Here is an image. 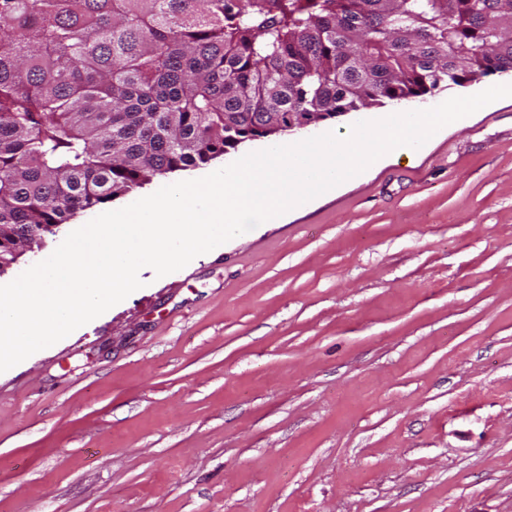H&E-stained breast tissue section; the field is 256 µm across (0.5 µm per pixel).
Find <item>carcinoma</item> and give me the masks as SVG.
<instances>
[{
  "label": "carcinoma",
  "mask_w": 512,
  "mask_h": 512,
  "mask_svg": "<svg viewBox=\"0 0 512 512\" xmlns=\"http://www.w3.org/2000/svg\"><path fill=\"white\" fill-rule=\"evenodd\" d=\"M512 72V0H0V264L299 118Z\"/></svg>",
  "instance_id": "1"
}]
</instances>
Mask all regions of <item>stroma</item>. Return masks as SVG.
I'll return each mask as SVG.
<instances>
[{
  "instance_id": "stroma-1",
  "label": "stroma",
  "mask_w": 512,
  "mask_h": 512,
  "mask_svg": "<svg viewBox=\"0 0 512 512\" xmlns=\"http://www.w3.org/2000/svg\"><path fill=\"white\" fill-rule=\"evenodd\" d=\"M139 278L0 373V512H512V97Z\"/></svg>"
}]
</instances>
